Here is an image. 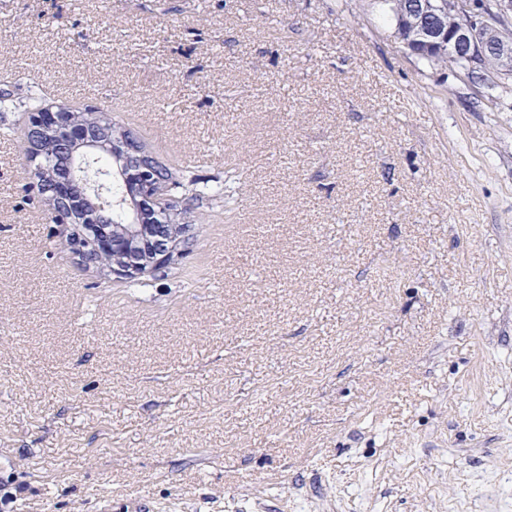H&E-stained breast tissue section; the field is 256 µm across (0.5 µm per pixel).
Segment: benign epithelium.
<instances>
[{"instance_id":"benign-epithelium-1","label":"benign epithelium","mask_w":512,"mask_h":512,"mask_svg":"<svg viewBox=\"0 0 512 512\" xmlns=\"http://www.w3.org/2000/svg\"><path fill=\"white\" fill-rule=\"evenodd\" d=\"M441 7L442 4L433 0H419L413 5L408 23L415 37L426 38L432 44H446L448 52L466 54L472 65L483 62L490 51L502 62H512V38L497 35L485 22L489 17H511L512 0H483L479 11L474 10L471 0H459L456 8L461 21L457 25L424 27L423 17ZM27 135L25 155L35 179L42 169L41 141L48 139L61 151L72 146L85 148V152L74 157L68 173L54 181L48 198L49 213L56 216L66 212L70 216L64 227L68 245L76 257H83L89 242L97 255L109 257L106 270L119 278L135 280L182 255L181 246L177 245L178 229H172L168 236L163 229L143 221L146 213L169 214L175 200L170 194L171 184L154 158L138 151L125 132L117 129L110 139L104 140L101 131L83 123L77 113L58 107L30 113ZM99 148L126 163L121 177L135 188L130 200L135 223L128 225L126 233L112 231V225L103 223L99 213L82 207L85 197L91 193L85 170L92 165Z\"/></svg>"}]
</instances>
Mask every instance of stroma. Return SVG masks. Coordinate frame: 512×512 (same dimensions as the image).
Returning a JSON list of instances; mask_svg holds the SVG:
<instances>
[{
	"mask_svg": "<svg viewBox=\"0 0 512 512\" xmlns=\"http://www.w3.org/2000/svg\"><path fill=\"white\" fill-rule=\"evenodd\" d=\"M375 0H0L6 512H512V77ZM171 176L186 253L78 263L33 101Z\"/></svg>",
	"mask_w": 512,
	"mask_h": 512,
	"instance_id": "obj_1",
	"label": "stroma"
}]
</instances>
